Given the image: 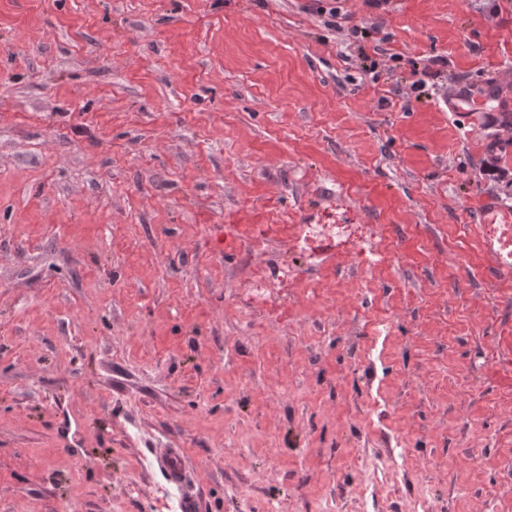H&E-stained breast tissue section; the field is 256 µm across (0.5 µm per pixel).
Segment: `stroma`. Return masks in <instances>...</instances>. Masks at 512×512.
<instances>
[{
    "instance_id": "obj_1",
    "label": "stroma",
    "mask_w": 512,
    "mask_h": 512,
    "mask_svg": "<svg viewBox=\"0 0 512 512\" xmlns=\"http://www.w3.org/2000/svg\"><path fill=\"white\" fill-rule=\"evenodd\" d=\"M316 7L0 0V512H512V0ZM494 223L484 224L487 225L484 227L486 243L503 253L506 263L499 271L510 276L512 274V222L510 221L509 224ZM166 481L181 490L179 512H199L200 500L191 488V475L182 448H166L156 457Z\"/></svg>"
}]
</instances>
